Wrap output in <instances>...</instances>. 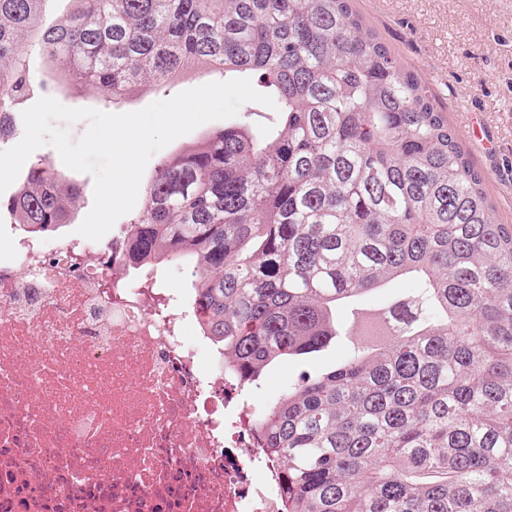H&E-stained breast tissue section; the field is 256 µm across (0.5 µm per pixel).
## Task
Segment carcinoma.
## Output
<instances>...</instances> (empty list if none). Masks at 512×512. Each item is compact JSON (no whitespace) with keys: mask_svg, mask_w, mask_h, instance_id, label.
Returning <instances> with one entry per match:
<instances>
[{"mask_svg":"<svg viewBox=\"0 0 512 512\" xmlns=\"http://www.w3.org/2000/svg\"><path fill=\"white\" fill-rule=\"evenodd\" d=\"M49 2L0 0V147L44 91L25 41L62 86L125 97L194 66L273 98L163 160L125 229L126 268L190 264L201 331L246 387L352 335L339 307L410 282L375 344L255 416L285 512H512V225L352 0H73L44 28ZM81 197L44 162L0 208L42 236Z\"/></svg>","mask_w":512,"mask_h":512,"instance_id":"cac0c4a2","label":"carcinoma"}]
</instances>
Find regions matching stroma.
I'll return each mask as SVG.
<instances>
[{"mask_svg":"<svg viewBox=\"0 0 512 512\" xmlns=\"http://www.w3.org/2000/svg\"><path fill=\"white\" fill-rule=\"evenodd\" d=\"M352 5L365 26L431 90L449 127L485 178L495 219L512 224V0H352ZM220 78V73L190 68L163 90L147 88L112 98L103 88L80 85L56 93L55 98L70 108L126 113ZM473 112L494 140L495 153L471 140L467 117ZM31 159L52 162L62 178L82 185L83 201L61 230L65 236L74 234L93 206L92 175L66 167L49 145L37 149ZM346 350L341 344L307 360L276 366L261 388L251 392V401L266 408L299 370L327 369L342 359Z\"/></svg>","mask_w":512,"mask_h":512,"instance_id":"35a3bbf8","label":"stroma"}]
</instances>
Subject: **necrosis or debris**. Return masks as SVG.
<instances>
[{
    "mask_svg": "<svg viewBox=\"0 0 512 512\" xmlns=\"http://www.w3.org/2000/svg\"><path fill=\"white\" fill-rule=\"evenodd\" d=\"M0 232V512H283L189 299L121 243Z\"/></svg>",
    "mask_w": 512,
    "mask_h": 512,
    "instance_id": "necrosis-or-debris-1",
    "label": "necrosis or debris"
}]
</instances>
